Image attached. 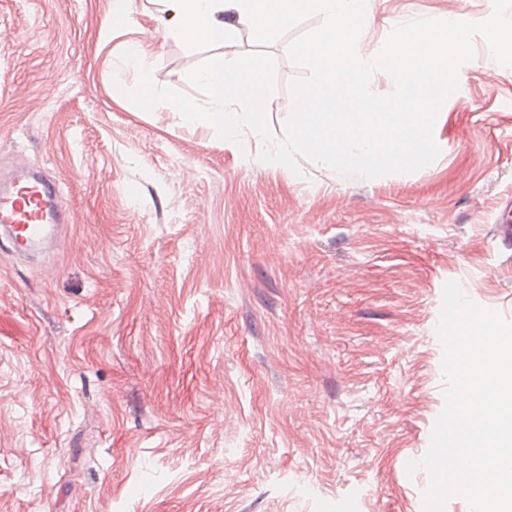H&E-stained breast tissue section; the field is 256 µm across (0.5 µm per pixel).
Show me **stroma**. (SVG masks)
<instances>
[{
  "label": "stroma",
  "instance_id": "1",
  "mask_svg": "<svg viewBox=\"0 0 512 512\" xmlns=\"http://www.w3.org/2000/svg\"><path fill=\"white\" fill-rule=\"evenodd\" d=\"M0 0V176L15 156L60 175L72 209L53 250L0 241V512H422L443 407L435 328L447 282L512 320V68L487 42L459 71L412 174L300 173L122 96L138 48L157 85L215 48L167 37L165 0ZM366 39L492 0H376ZM288 41L240 28L233 55L277 62Z\"/></svg>",
  "mask_w": 512,
  "mask_h": 512
}]
</instances>
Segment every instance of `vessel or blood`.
<instances>
[{
  "label": "vessel or blood",
  "instance_id": "1",
  "mask_svg": "<svg viewBox=\"0 0 512 512\" xmlns=\"http://www.w3.org/2000/svg\"><path fill=\"white\" fill-rule=\"evenodd\" d=\"M16 166L19 174L10 189H0V232H7L22 252L45 238L48 225L67 223L70 213L54 180L28 170L24 159H17Z\"/></svg>",
  "mask_w": 512,
  "mask_h": 512
}]
</instances>
